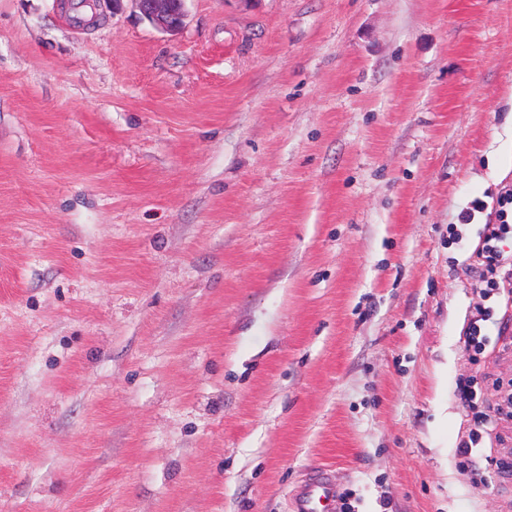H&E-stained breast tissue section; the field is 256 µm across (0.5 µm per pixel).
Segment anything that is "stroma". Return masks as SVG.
<instances>
[{"label": "stroma", "mask_w": 512, "mask_h": 512, "mask_svg": "<svg viewBox=\"0 0 512 512\" xmlns=\"http://www.w3.org/2000/svg\"><path fill=\"white\" fill-rule=\"evenodd\" d=\"M507 185L512 0H0V512H512V419L457 457ZM141 15L169 33L179 31L187 17V0H133ZM493 318L492 310L490 307L478 306L475 308V313L470 319L464 340V348L470 354V359L473 363H477L486 348V332L485 322ZM339 486L327 472L310 478L295 493L292 512H335Z\"/></svg>", "instance_id": "35a3bbf8"}]
</instances>
